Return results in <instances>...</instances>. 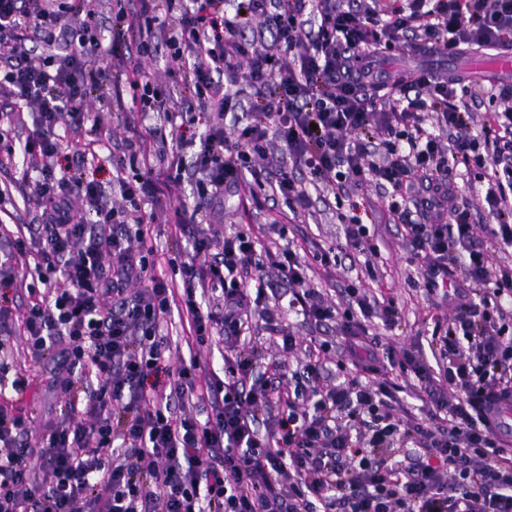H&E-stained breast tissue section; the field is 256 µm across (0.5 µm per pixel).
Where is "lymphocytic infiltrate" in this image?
I'll return each mask as SVG.
<instances>
[{
    "label": "lymphocytic infiltrate",
    "mask_w": 512,
    "mask_h": 512,
    "mask_svg": "<svg viewBox=\"0 0 512 512\" xmlns=\"http://www.w3.org/2000/svg\"><path fill=\"white\" fill-rule=\"evenodd\" d=\"M137 2L132 17L113 0L112 30L140 60L128 76L138 111L170 102L145 61L167 51L184 75L178 152L120 179L122 202L110 206L82 176L86 145L59 163V127L81 129L94 82L109 77L93 35L100 0H0V99L35 109L25 151L42 208L40 223L0 231V352L20 337L26 363L13 387L46 360L66 403L37 432L22 408L0 405V512H512V421L502 417L512 406V313L502 305L512 264L496 257L512 248V86L492 93L503 108L478 122L481 90L425 65L397 80L377 67L426 45L511 50L512 0H235L231 16L225 0ZM163 16L176 32L156 29ZM244 84L256 90L245 111ZM199 123L203 135H192ZM275 144L283 153L271 165ZM459 166L483 169L489 223L459 207L448 180ZM188 182L194 205L176 216L194 259L173 288L141 248L140 203L181 197ZM371 185L402 224L423 290L450 309L431 333L439 366L372 333L376 319L392 328L399 307L367 287L371 267L340 305L315 285L312 266L349 251L377 256L359 213L343 219L344 244L317 246L308 261L288 246L258 254L250 233L218 238L187 218L225 193L261 189L303 224L312 190ZM269 267L287 282L289 307L335 327L343 358L276 325L263 305ZM174 314L190 353L176 366L159 334ZM258 318L283 352H303L291 376L258 372ZM217 336L219 372L206 358ZM330 362L342 376L334 384L323 381ZM408 387L416 418L396 412ZM406 447L415 454L403 463ZM36 462L48 475L39 485Z\"/></svg>",
    "instance_id": "1"
}]
</instances>
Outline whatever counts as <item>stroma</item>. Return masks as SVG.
Instances as JSON below:
<instances>
[{
	"mask_svg": "<svg viewBox=\"0 0 512 512\" xmlns=\"http://www.w3.org/2000/svg\"><path fill=\"white\" fill-rule=\"evenodd\" d=\"M101 64L109 66L112 81L103 85L100 94L106 101L105 107L95 108L99 136L95 144L98 167L93 176L99 180L107 200L119 202L114 190L117 180L116 164L128 158V150L119 137L125 127L141 123H157L156 115H142L133 111L131 91L126 80L127 73L135 65V58L118 60L111 54L112 33L106 18L101 20ZM496 52L490 50L472 51L464 49L456 55L442 53L431 56L430 63L437 74L456 72L476 80L487 79L492 84H512V69L496 66ZM32 127L31 113L10 114L0 118V129L7 130L15 141V154L0 162V225L15 229L23 224L36 223L41 212V204L33 179L24 175L26 159L25 139ZM359 203L371 219L369 229L380 253L374 259L378 275L383 283L392 288L393 295L402 311V322L396 328L382 331L383 341L399 349H409L420 353L424 359H431L430 337L424 321L436 312L435 299L426 296L422 289L413 287V279L419 278L416 266L408 261L409 253L403 242V229L396 218L384 214L381 197L375 190L362 191L349 189L341 208H331L316 203L307 223L290 224L285 237L266 233L265 227L277 218L280 204L264 199H252L242 195L230 198L223 211L204 212L200 221L216 236H223L231 229L257 234L261 246L274 247L286 240L301 244L304 237L310 236L323 244L343 241L344 234L338 221L339 214L348 213L351 203ZM177 202L168 197L142 204L146 244L152 247L156 261V276L167 278L171 266L190 260L192 249L174 223ZM32 386L25 393H15L10 385L0 386V403H12L25 410L35 422H42L46 416L61 411L62 403L49 386L44 369L36 367L31 371Z\"/></svg>",
	"mask_w": 512,
	"mask_h": 512,
	"instance_id": "35a3bbf8",
	"label": "stroma"
}]
</instances>
